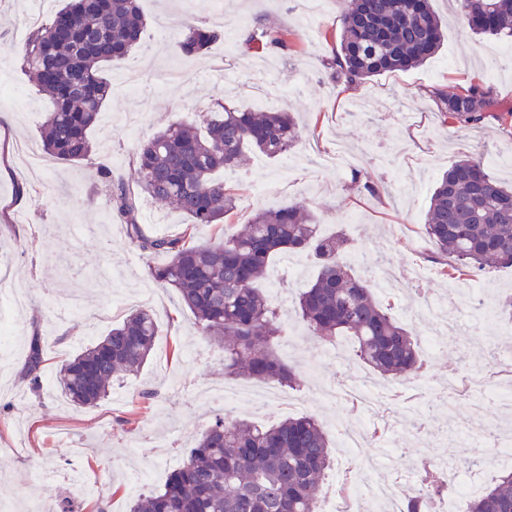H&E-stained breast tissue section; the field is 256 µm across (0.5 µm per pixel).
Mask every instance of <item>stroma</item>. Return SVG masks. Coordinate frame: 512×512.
<instances>
[{"label":"stroma","mask_w":512,"mask_h":512,"mask_svg":"<svg viewBox=\"0 0 512 512\" xmlns=\"http://www.w3.org/2000/svg\"><path fill=\"white\" fill-rule=\"evenodd\" d=\"M65 0H0V141L40 143V128L51 102L37 92L22 68L25 19L34 9L51 18ZM445 24L437 54L423 65L385 73L357 92L334 85L327 66L339 43L343 0H325L322 16L307 20L303 0H140L147 19L142 49L128 63L105 71L116 81L125 65L135 66L152 99L111 93L90 131L94 145L84 161L55 162L36 196L19 204L16 187L29 178L16 156L0 174V282L25 289L27 307L12 314L14 351L0 370V501L13 512H34L43 497L71 501L82 512H129L133 469L149 472L146 489L162 488L185 460L194 440L222 402L198 398L196 390L224 381L223 353L197 334L194 318L178 294L159 285L146 259L132 248L123 224L111 218L98 163L113 175L134 178L137 145L173 123L203 126L217 105L279 109L297 117L298 141L284 156L253 155L224 179L237 193L231 224L248 223L260 210L303 202L325 235L345 234L362 253L353 276L370 280L386 265L420 268L422 288L442 299L457 327L440 343L435 358L424 359L422 400L431 430L418 432L415 409H392L387 440L411 461L452 450L487 469L490 448L476 439L468 401L452 412L438 408L448 388V371L488 374L484 350L475 339L485 327L471 318L457 292L469 277L450 278L422 256L432 245L424 234L434 185L460 156L483 158L495 179L512 185V125L490 120L472 129L443 124L431 89L455 92L473 79L490 83L512 108V64L490 71L500 39L474 34L463 22L457 0H431ZM220 10L233 26L234 47L223 42L186 56L176 47L178 20L207 21ZM255 28L286 33V48L254 50L245 43ZM360 169L380 191L373 197L351 185ZM140 218L151 233L175 235L185 215L139 201ZM283 271L280 308L285 332L274 347L278 358L300 371L316 367L317 383L297 390L300 407L268 405L240 409L239 419L270 426L290 416L313 415L324 425L335 464L326 475L336 484L352 462L339 446L355 415L339 401L323 399L334 388L343 360L353 358L350 341L339 348L314 344L296 312L298 297L317 274L314 260L281 254L271 262ZM153 312L158 323L154 349L143 370L113 379L112 391L98 405L78 409L57 387L65 360L106 336L134 309ZM40 337L45 368L39 391L22 377L29 343Z\"/></svg>","instance_id":"obj_1"}]
</instances>
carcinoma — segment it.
I'll return each mask as SVG.
<instances>
[{
    "label": "carcinoma",
    "instance_id": "cac0c4a2",
    "mask_svg": "<svg viewBox=\"0 0 512 512\" xmlns=\"http://www.w3.org/2000/svg\"><path fill=\"white\" fill-rule=\"evenodd\" d=\"M339 46L330 63L334 81L353 89L388 72L423 64L439 49L442 25L429 0H343ZM469 28L512 37V0H460ZM145 18L139 0H67L46 24L31 29L22 66L52 112L41 131L53 160L80 162L93 150L88 132L110 95L105 67L127 59L140 46ZM220 39L215 26L186 22L178 41L188 55ZM248 43L284 48L285 35L262 30ZM443 121L474 128L505 122L512 110L498 109L492 86L471 80L448 95L431 91ZM296 142L293 117L270 109L255 112L225 106L204 128L169 125L135 152V187L112 168L100 169L110 214L125 226L141 255L162 254L167 262L149 268L151 277L176 290L193 314L200 335L224 352V377L259 381L292 390L302 372L283 364L273 346L282 336L281 314L255 284L273 256L306 252L317 276L298 299L297 313L321 345L352 339L356 357L380 375L404 381L421 373L418 342L410 328L384 311L370 280L348 272L343 235L322 237L299 202L261 210L241 228L204 244L192 242L202 227L219 225L236 208V197L216 173L241 166L248 154L269 158ZM173 206L190 219L179 236L147 232L138 218V197ZM425 234L438 255L451 257L471 276L492 267H512V187L496 181L479 158L453 163L430 198ZM158 334L152 312L139 309L59 370L64 396L91 407L108 396L112 378L134 375L148 360ZM43 348L32 338L24 376L39 387ZM333 459L322 424L312 415L288 417L270 427L228 422L218 415L164 486L138 496L130 512H318L324 476ZM407 500L404 512H423L425 500L448 492L435 477ZM468 512H512V470L470 501Z\"/></svg>",
    "mask_w": 512,
    "mask_h": 512
}]
</instances>
